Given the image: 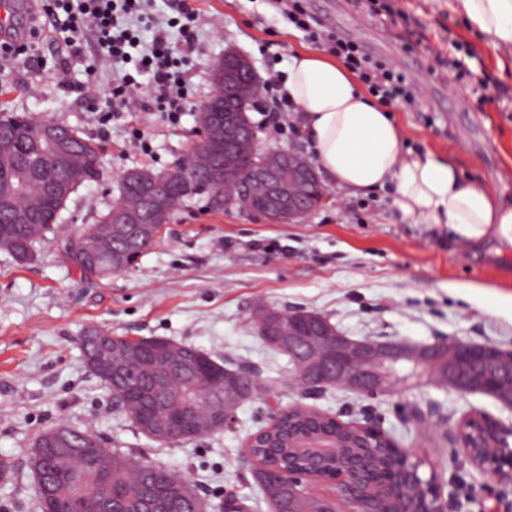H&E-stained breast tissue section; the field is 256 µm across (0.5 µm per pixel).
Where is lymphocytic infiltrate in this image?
Here are the masks:
<instances>
[{"label": "lymphocytic infiltrate", "instance_id": "1", "mask_svg": "<svg viewBox=\"0 0 512 512\" xmlns=\"http://www.w3.org/2000/svg\"><path fill=\"white\" fill-rule=\"evenodd\" d=\"M143 0H46L43 12L55 16L57 11L68 15L72 33L83 34L85 28H94L97 49L94 61L88 64L89 72H96V63L111 60L116 76L106 96L104 110L107 115L125 111L131 98L138 91V75H149L153 88L154 108L174 119L183 112L188 92L182 80L181 68L184 58L176 56L168 34L156 20L145 13ZM153 29L154 34L147 51L133 57V49H139L140 28ZM330 52L342 57L345 63L359 71L369 88L379 92L383 102H391L401 93L400 88L387 84L385 75L378 68L367 65L356 56L353 49L328 37ZM133 64L134 72H127L126 64Z\"/></svg>", "mask_w": 512, "mask_h": 512}]
</instances>
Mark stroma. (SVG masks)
<instances>
[{
	"label": "stroma",
	"instance_id": "stroma-1",
	"mask_svg": "<svg viewBox=\"0 0 512 512\" xmlns=\"http://www.w3.org/2000/svg\"><path fill=\"white\" fill-rule=\"evenodd\" d=\"M301 0L298 27L271 0H190L197 20L183 77L193 101L211 91L210 66L227 47L253 62L260 78L285 80L294 52L334 36L357 56L378 63L414 101L391 112L406 146L451 157L464 177L512 199V48L496 47L456 16L449 0ZM40 0H27L10 28L23 32V51L0 49V90L10 111L65 124L100 142L98 178L81 186L62 219L20 265L0 251V457L13 461L0 481V512H39L25 459L33 438L57 423L101 437L107 448L181 473L211 503L232 491L247 512H270L245 455L248 438L266 426L272 403L304 402L288 378L286 355L257 335L258 307L302 308L326 317L355 339L427 344L438 339L491 343L512 350V247L489 241L473 251L454 242L444 225L402 218L391 190L356 198L333 188V199L308 218L272 223L235 209L209 210L193 197L175 212L160 239L126 270L103 281L81 278L66 259L67 238L96 222L119 196L126 170L162 169L197 138L194 112L173 124L133 102L102 122L98 112L111 86L110 64L87 77L63 36L46 27ZM68 56L69 86L52 70ZM249 118L263 144L308 151L299 114L281 115V134ZM90 325L122 336H161L252 369L274 384L237 410L233 428L161 447L118 412L105 385L85 367L77 342ZM311 407L342 420L371 415L401 448L425 455L448 480L452 432L465 414L481 411L503 422L512 411L491 397L461 396L427 379L410 380L368 400L329 389ZM466 496L452 512H503L512 484L473 466L459 472Z\"/></svg>",
	"mask_w": 512,
	"mask_h": 512
}]
</instances>
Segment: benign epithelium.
<instances>
[{"instance_id":"obj_1","label":"benign epithelium","mask_w":512,"mask_h":512,"mask_svg":"<svg viewBox=\"0 0 512 512\" xmlns=\"http://www.w3.org/2000/svg\"><path fill=\"white\" fill-rule=\"evenodd\" d=\"M211 80L217 93L224 97V108L213 111V97L197 106L205 127L199 129V140L177 163L162 174L148 169L124 172L119 178L121 199L130 195L139 198L138 206L128 209L119 205L112 210L109 230L112 238L127 244L143 242L147 248L161 235L168 224L169 210L166 191L179 186L185 177L183 162H191L198 174L197 186L209 192L211 198H221L222 187L237 185V195L224 203V208L252 211L251 197L258 192L264 197L259 214L269 222L300 221L323 207L332 198L331 191L322 183L313 162L294 148L272 147L261 144L257 131L243 108L255 107L261 100V84L252 61L241 51L229 47L224 55L212 63ZM36 133L43 149L45 162L61 163L66 177L53 183L50 190L65 196L69 190L85 181L89 169L98 170L99 161L90 164L77 160L71 150L70 129L52 121H34L26 126L17 124L10 138H0V149L7 150L16 140H24ZM244 153L253 159L248 177L241 181L236 169V154ZM17 180L6 195L0 197V206L10 211L12 222L30 221L31 211L9 205L6 199L18 196L30 177L28 165L14 157ZM256 320L268 324L273 333L272 345L286 347L292 355L293 375L306 394H315L336 386L350 390L367 399H375L389 387L380 370L385 363L412 367L422 374H440L448 388L462 395L484 394L494 398L512 411V352L495 345L478 346L455 340L415 346L402 341L379 343L370 339H353L340 333L318 314L309 313L303 328L279 326L278 316L270 307L261 310ZM88 338L95 347L92 362L106 372H112V336L100 327L88 329ZM197 423V416L185 417L158 430L169 438L179 439ZM230 428L235 423V409L219 401L210 407V424ZM375 431L379 447L387 449L388 476L364 498L359 491L360 473L356 465L345 461L339 465L335 477L329 479L332 490L322 498L326 506L322 512H449L455 499L456 484L443 483L436 471L425 479L419 472L420 456L401 448L394 440L378 430L373 420L358 423ZM492 433L500 449L497 461H481L472 446L464 443L467 429ZM455 440L463 448L466 458L480 471L498 478L499 469L512 471V423L480 412L464 416L455 430ZM418 486L421 494L411 499L408 488Z\"/></svg>"}]
</instances>
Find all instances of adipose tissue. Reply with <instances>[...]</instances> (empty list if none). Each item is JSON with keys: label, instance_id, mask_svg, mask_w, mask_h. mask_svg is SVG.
I'll return each instance as SVG.
<instances>
[{"label": "adipose tissue", "instance_id": "adipose-tissue-1", "mask_svg": "<svg viewBox=\"0 0 512 512\" xmlns=\"http://www.w3.org/2000/svg\"><path fill=\"white\" fill-rule=\"evenodd\" d=\"M454 10L492 44L512 46V0H455ZM284 86L319 170L338 188L360 196L390 187L403 217L445 225L453 240L473 247L490 238L512 246V203L468 183L452 159L405 151L390 112L336 60L297 51Z\"/></svg>", "mask_w": 512, "mask_h": 512}]
</instances>
